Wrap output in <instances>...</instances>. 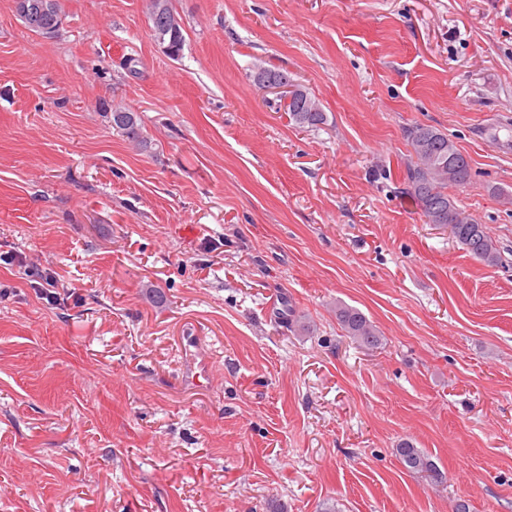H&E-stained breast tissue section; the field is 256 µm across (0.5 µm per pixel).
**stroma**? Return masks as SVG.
Here are the masks:
<instances>
[{"instance_id":"1","label":"stroma","mask_w":512,"mask_h":512,"mask_svg":"<svg viewBox=\"0 0 512 512\" xmlns=\"http://www.w3.org/2000/svg\"><path fill=\"white\" fill-rule=\"evenodd\" d=\"M169 3L176 59L147 0H0V512H512V0ZM417 124L501 265L406 194ZM164 0H152L151 4V11L149 14V19L152 23L151 29L153 32V35L155 38H157V34L160 32H165V42H169L171 39L175 43V45H178V50L175 53L170 54V56L174 58H178L185 42V37L183 34V30L180 24L177 25V30L172 31V20H167L168 17H164L163 15H158L159 6L161 5ZM293 97L288 104H283L284 112H288L290 121L301 128H318L327 121L326 113L319 102L311 97L306 90ZM119 112L112 113V127L115 128L127 140L139 145L147 147V141L143 136L139 118L136 112L118 109ZM336 318L347 336L352 338L359 347L370 350L376 348L379 344L378 331L359 309L341 304L337 305ZM396 453L407 470L429 473L435 480L439 478L440 474L434 461L427 453L415 448L411 442L404 441L400 443Z\"/></svg>"}]
</instances>
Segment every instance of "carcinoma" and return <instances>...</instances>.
<instances>
[{"label":"carcinoma","mask_w":512,"mask_h":512,"mask_svg":"<svg viewBox=\"0 0 512 512\" xmlns=\"http://www.w3.org/2000/svg\"><path fill=\"white\" fill-rule=\"evenodd\" d=\"M160 5L159 0H152L149 19L153 34L163 32L165 41L183 47L182 27L172 30V23L158 14ZM283 109L290 121L301 128H318L327 121L319 102L307 92L293 97ZM112 127L127 140L147 146L137 113L126 109L112 112ZM407 137L411 147V160L406 168L407 192L416 200L428 223L448 227L453 239L483 264H500L502 255L497 241L448 194V187H462L470 181L471 169L466 157L446 134L431 126L416 125L408 130ZM336 318L358 346L370 350L379 344L378 331L359 309L340 304L336 306ZM396 453L407 470L439 478L434 461L411 442L400 443Z\"/></svg>","instance_id":"carcinoma-1"}]
</instances>
